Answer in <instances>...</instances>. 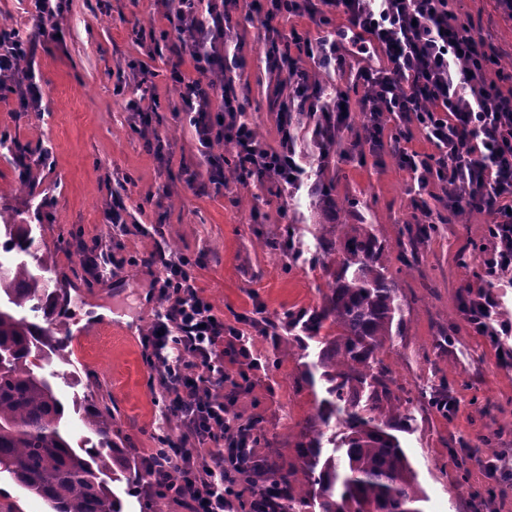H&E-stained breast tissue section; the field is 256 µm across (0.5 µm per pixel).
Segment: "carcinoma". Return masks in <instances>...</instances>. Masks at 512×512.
<instances>
[{
    "label": "carcinoma",
    "mask_w": 512,
    "mask_h": 512,
    "mask_svg": "<svg viewBox=\"0 0 512 512\" xmlns=\"http://www.w3.org/2000/svg\"><path fill=\"white\" fill-rule=\"evenodd\" d=\"M6 253L28 252L26 224H9ZM419 224L401 245L400 261H417L415 244L437 233ZM338 270L320 306L287 315L288 327L322 344L318 361L307 370L326 381L317 420L336 418L344 428L340 444L323 456V432L303 435L297 444L299 470L274 467L258 454L240 461L244 475L267 473L277 499L276 512H425L428 498L395 431L407 418L412 400L392 399L388 371L376 354L400 335L404 311L400 289L382 262L384 244L370 224L340 225ZM47 281L27 263L0 268V470L40 498L51 512H122L110 478L131 472L124 449L112 441V411L91 404L83 422L97 437L87 448L74 446L65 430L66 407L35 369L60 350L46 329L14 314L33 301L45 306ZM429 405L448 415V384Z\"/></svg>",
    "instance_id": "cac0c4a2"
}]
</instances>
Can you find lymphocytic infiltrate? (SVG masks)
<instances>
[{
    "label": "lymphocytic infiltrate",
    "instance_id": "1",
    "mask_svg": "<svg viewBox=\"0 0 512 512\" xmlns=\"http://www.w3.org/2000/svg\"><path fill=\"white\" fill-rule=\"evenodd\" d=\"M235 2L174 0L167 19L182 36L180 56L193 61L198 76L191 79L176 69L172 79L202 148L221 139L233 141L238 171L293 185L304 174L295 150L267 148L249 124L240 121L243 106L237 95L217 91L206 79L239 63L237 56L224 51L232 38L228 7ZM264 9L270 21L286 12L324 23L336 14L367 35L381 55L356 73L364 88L359 107L368 116L365 143L370 151L383 149L384 114L415 119L436 151L428 155L396 147L399 166L419 187H426L433 176L447 186L450 213L464 207L488 213L494 248L486 272H511L512 88L486 80L498 59L475 36L472 25L460 21L448 0H266ZM265 39L272 66L288 68L293 101L318 114L317 129L330 137L345 127L350 111L344 93L326 92L312 84L306 72L287 65L289 42L300 40L322 66L343 67L345 56L335 38L304 41L296 33L283 36L270 24ZM26 57L14 28L1 26L0 81L12 83L23 112L42 102L40 84L22 66ZM216 94L222 100L218 117L210 109ZM147 261L161 267L156 286L164 305L145 345L159 372L165 410L179 420L185 445L165 463L147 458L141 476L159 487L168 484L172 474H180L178 497L190 512H234L239 459L251 451L241 437L238 417L219 394L229 378L224 339L236 330L225 325L202 296L186 259L155 250ZM206 444L214 451L205 457L198 448Z\"/></svg>",
    "mask_w": 512,
    "mask_h": 512
}]
</instances>
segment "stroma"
Instances as JSON below:
<instances>
[{
    "label": "stroma",
    "instance_id": "1",
    "mask_svg": "<svg viewBox=\"0 0 512 512\" xmlns=\"http://www.w3.org/2000/svg\"><path fill=\"white\" fill-rule=\"evenodd\" d=\"M252 0L232 12L239 66L230 78L244 117L264 144L281 150L280 123L290 118L293 144L308 176L300 188L273 179H229L223 187H189L185 172L204 167L195 129L182 111L169 75L178 41L165 18L166 0H63L54 19L61 44L35 41L31 68L45 92L40 111L21 112L15 95L0 98V135L29 153L27 183L17 179L10 151L0 148V222L31 225L29 253L13 262L39 265L68 293L67 347L43 364L40 376L67 410L74 441L96 437L82 421L83 408L103 402L112 429L135 467H142L161 433L178 434L175 419L158 405V375L143 342L163 300L152 283L160 270L142 264L155 248L188 258L203 295L225 325L246 336V349L224 350V367L248 376L246 388L225 385V404L242 420L260 418L259 455L273 465H298L296 444L325 395L323 380L308 382L317 342L300 347L287 328L271 333L262 317L318 305L337 255L335 227L363 222L383 241V261L404 297L406 323L379 354L400 399H411L398 437L429 500L427 512H512V272L488 281L484 263L493 243L487 213L449 214L437 180L419 188L392 153L396 139L434 153L415 121L384 117L382 152L360 144L363 88L355 74L362 54L348 56L344 71L329 72L303 52H292L312 82L336 85L353 108L349 127L318 144L316 119L293 108L285 73L267 59L262 18ZM460 19H471L486 43L512 69V16L499 0H455ZM147 67L150 82L137 73ZM143 99L152 123L142 126L127 110ZM162 142L155 151L154 142ZM125 208V231L108 222ZM444 215L438 234L420 244L418 261L405 267L399 245L407 227L425 223V211ZM293 230L303 259L271 240ZM101 240L108 256L98 266L82 261L83 249ZM483 290L498 301V343L477 335L460 313L469 293ZM448 343H441V336ZM449 383L456 412L442 416L425 395ZM492 440L495 473L472 460V449ZM465 459L458 469L450 454Z\"/></svg>",
    "mask_w": 512,
    "mask_h": 512
}]
</instances>
